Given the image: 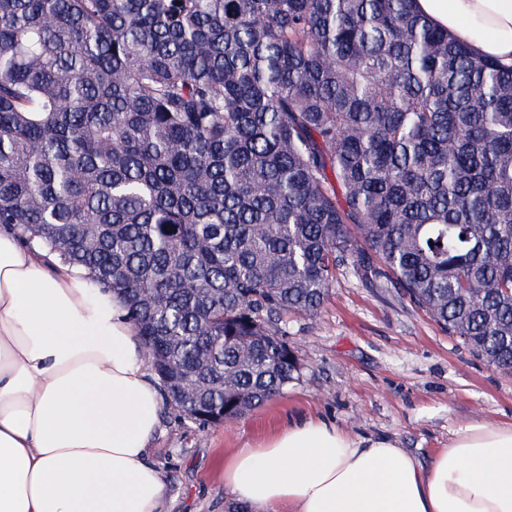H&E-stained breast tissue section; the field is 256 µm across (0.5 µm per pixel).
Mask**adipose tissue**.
Listing matches in <instances>:
<instances>
[{"mask_svg":"<svg viewBox=\"0 0 512 512\" xmlns=\"http://www.w3.org/2000/svg\"><path fill=\"white\" fill-rule=\"evenodd\" d=\"M512 65V0H413ZM123 300L0 228V512H160L147 448L161 394ZM247 512H512V424H475L421 463L389 438L301 420L224 464Z\"/></svg>","mask_w":512,"mask_h":512,"instance_id":"obj_1","label":"adipose tissue"}]
</instances>
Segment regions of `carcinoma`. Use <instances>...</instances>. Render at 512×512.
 <instances>
[{"label":"carcinoma","mask_w":512,"mask_h":512,"mask_svg":"<svg viewBox=\"0 0 512 512\" xmlns=\"http://www.w3.org/2000/svg\"><path fill=\"white\" fill-rule=\"evenodd\" d=\"M0 226L124 301L199 426L393 288L512 375V66L412 0H0Z\"/></svg>","instance_id":"carcinoma-1"}]
</instances>
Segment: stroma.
I'll use <instances>...</instances> for the list:
<instances>
[{"mask_svg": "<svg viewBox=\"0 0 512 512\" xmlns=\"http://www.w3.org/2000/svg\"><path fill=\"white\" fill-rule=\"evenodd\" d=\"M300 383L245 417L200 427L161 409L149 454L168 496L161 512H233L224 462L300 418L354 437L397 439L421 462L474 424H512V376L495 372L408 298L340 273L321 311L288 320Z\"/></svg>", "mask_w": 512, "mask_h": 512, "instance_id": "1", "label": "stroma"}]
</instances>
